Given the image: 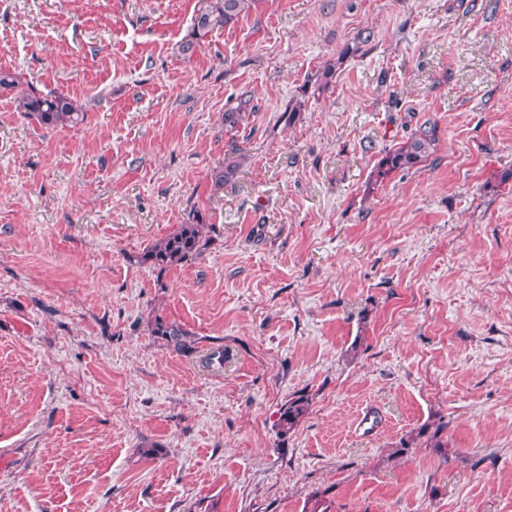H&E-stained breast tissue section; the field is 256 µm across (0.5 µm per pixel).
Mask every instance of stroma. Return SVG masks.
<instances>
[{"instance_id": "35a3bbf8", "label": "stroma", "mask_w": 512, "mask_h": 512, "mask_svg": "<svg viewBox=\"0 0 512 512\" xmlns=\"http://www.w3.org/2000/svg\"><path fill=\"white\" fill-rule=\"evenodd\" d=\"M208 2L0 0V512H512V0H256L183 54ZM23 112L40 125L54 127L58 124H79L84 120L83 110L62 95H44L35 91L25 92L20 101ZM252 110L251 98L241 97L235 107L224 112V127L229 128L228 131L238 129L248 119ZM435 142L432 130H420L395 149H389L378 162L377 178H385L396 170L411 169L424 162ZM204 229L203 221L193 215L191 221L179 224L174 233L157 242L147 252V258L155 268L166 271L201 255L209 241ZM151 333L168 344H173L177 350L183 351L189 348V333L175 322H170L160 316L151 325ZM308 407V399L300 396L290 400L280 414V423L282 433H287L297 425L301 417L306 413Z\"/></svg>"}]
</instances>
